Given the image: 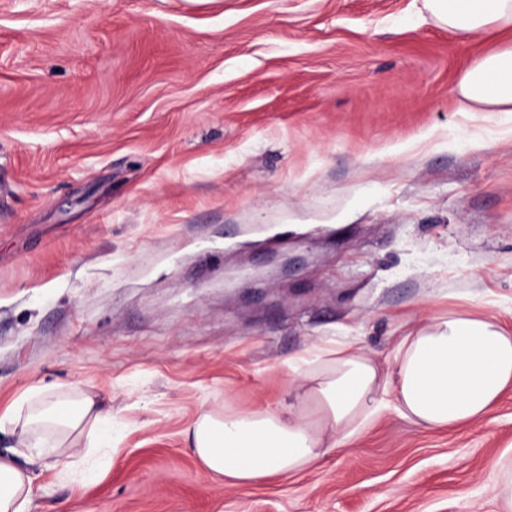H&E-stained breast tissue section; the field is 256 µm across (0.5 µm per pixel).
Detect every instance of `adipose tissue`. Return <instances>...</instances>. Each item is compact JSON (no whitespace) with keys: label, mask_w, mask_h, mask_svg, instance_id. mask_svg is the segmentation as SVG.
<instances>
[{"label":"adipose tissue","mask_w":512,"mask_h":512,"mask_svg":"<svg viewBox=\"0 0 512 512\" xmlns=\"http://www.w3.org/2000/svg\"><path fill=\"white\" fill-rule=\"evenodd\" d=\"M448 29L471 32L512 25V0H423ZM463 112H512V47L490 53L457 85ZM512 388V332L491 316L448 312L399 338L390 363L355 342L314 347L288 366L286 403L241 411L201 410L185 442L209 474L237 485L289 476L365 432L386 405L428 429L484 418ZM15 444L0 454V512H29L33 476L20 449L62 479L91 477L111 449L112 410L94 392L33 386L0 413V435Z\"/></svg>","instance_id":"1"}]
</instances>
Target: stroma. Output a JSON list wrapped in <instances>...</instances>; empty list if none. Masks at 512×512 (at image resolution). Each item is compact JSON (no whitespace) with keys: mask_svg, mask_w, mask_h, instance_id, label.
<instances>
[{"mask_svg":"<svg viewBox=\"0 0 512 512\" xmlns=\"http://www.w3.org/2000/svg\"><path fill=\"white\" fill-rule=\"evenodd\" d=\"M422 0H0V411L98 392L117 445L30 512H500L512 390L426 431L385 409L299 474L238 486L183 439L276 402L327 341L389 361L429 316L512 330V114L455 89L512 26ZM423 8L433 20L458 32L512 25V0H423Z\"/></svg>","mask_w":512,"mask_h":512,"instance_id":"obj_1","label":"stroma"}]
</instances>
